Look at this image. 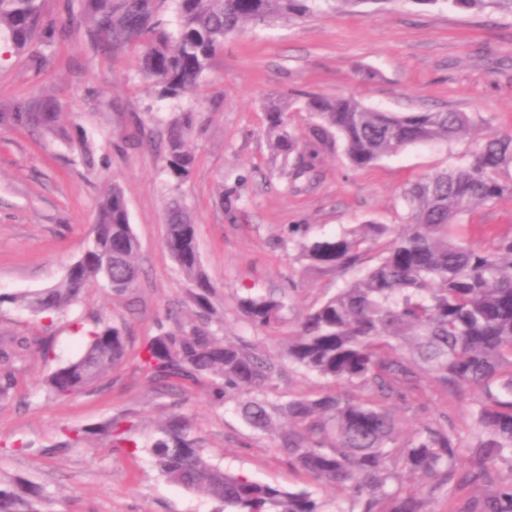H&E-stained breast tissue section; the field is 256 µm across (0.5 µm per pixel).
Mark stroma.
Masks as SVG:
<instances>
[{
	"label": "stroma",
	"mask_w": 512,
	"mask_h": 512,
	"mask_svg": "<svg viewBox=\"0 0 512 512\" xmlns=\"http://www.w3.org/2000/svg\"><path fill=\"white\" fill-rule=\"evenodd\" d=\"M46 67L30 70L25 54L0 44V105L52 90L62 122L84 134L99 160L87 171L57 138L0 130V293L58 283L86 249L97 202L111 183L123 188L140 242L142 273L132 298L93 282L84 304L55 315L52 328L16 306H0V336L47 339L17 363L15 386L0 400V474L44 487L42 512H220L199 491L162 478L144 451L113 447L96 434L77 448L64 432L97 429L123 417L146 440L168 414L184 415L212 463L286 490L305 488L326 512H361L344 493L307 480L291 466L275 437L248 426L233 402L218 404L211 378L163 390L141 370L139 349L157 332L192 313L188 286L164 246L166 206L180 193L196 226L201 263L215 289L221 334L244 336L277 359L270 399L285 401L324 389L323 381L282 360V342L243 319L237 298L287 292L299 315L335 292L333 273L309 272L291 231L308 239L333 236L354 224H399L404 186L467 159L478 137L512 133V14L490 8L427 6L416 0H368L274 23L225 38L224 49L193 94L159 99L138 68L140 47L94 53L76 38L46 47ZM374 78H363L364 70ZM302 93L351 96L388 112H466L476 131L451 144L410 146L367 168L350 167L342 143L327 144L312 183H291L270 148L269 99ZM198 113L188 137L195 157L190 180L172 190L159 150L117 152L135 130L161 141L182 112ZM125 326L130 338L119 367L90 393L46 398L42 382L76 356L97 320ZM428 407L398 409L403 428L448 413L460 432L471 427V396L433 388Z\"/></svg>",
	"instance_id": "1"
}]
</instances>
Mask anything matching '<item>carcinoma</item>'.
I'll return each mask as SVG.
<instances>
[{"label": "carcinoma", "instance_id": "obj_1", "mask_svg": "<svg viewBox=\"0 0 512 512\" xmlns=\"http://www.w3.org/2000/svg\"><path fill=\"white\" fill-rule=\"evenodd\" d=\"M444 2L459 9L493 8L512 14V0H414ZM167 0H81L77 32L100 53L143 47L142 74L159 97L192 93L223 49L224 38L275 19L311 17L328 5L342 9L364 0H176V22L166 17ZM74 30L43 15L42 0H0V40L28 53L34 70L47 63L43 47ZM299 99L276 98L266 106L273 151L294 160L289 175L312 179L318 149L338 138L353 168L371 166L403 149L453 142L475 120L466 112H386L354 97H305L311 118L299 136L285 115ZM53 94L15 100L0 107L1 127H20L66 141L81 163L95 167L83 137L59 124ZM197 113L183 112L169 126L164 170L178 190L191 176L194 158L187 136ZM512 197V134L481 138L467 161L408 184L401 199V224H357L342 233L293 242L307 267L353 278L309 308L288 336L283 355L298 369L336 386L334 391L273 402L265 395L277 365L245 341L226 342L211 328L214 288L203 271L196 229L177 196L167 205L165 246L188 282L195 318L172 327L159 324L141 347L139 365L163 388L209 375L216 402L236 400L251 427L279 440V449L313 481L347 492L362 512H512V231L492 224H464L476 208ZM376 262L364 266L366 254ZM139 242L122 188L100 197L88 248L52 287L0 294V305H18L48 323L81 303L89 285L104 281L117 296L135 290L140 275ZM244 320L273 332L287 320L286 296L238 298ZM26 336L0 337V399L14 384V362L30 348ZM128 336L121 325L101 323L82 351L45 379L46 394L67 399L97 387L121 364ZM367 389L360 397L339 386ZM457 395L472 392V432L463 437L448 415L430 418L400 437L391 405L420 403L425 386ZM105 432L117 448H142L168 481L204 490L224 512H324L306 489L289 491L212 464L191 437L181 414L170 415L144 445L133 425L115 419ZM507 475H502V470ZM406 471L421 486L404 485ZM480 484L479 496L466 493ZM43 488L0 477V512H40Z\"/></svg>", "mask_w": 512, "mask_h": 512}]
</instances>
